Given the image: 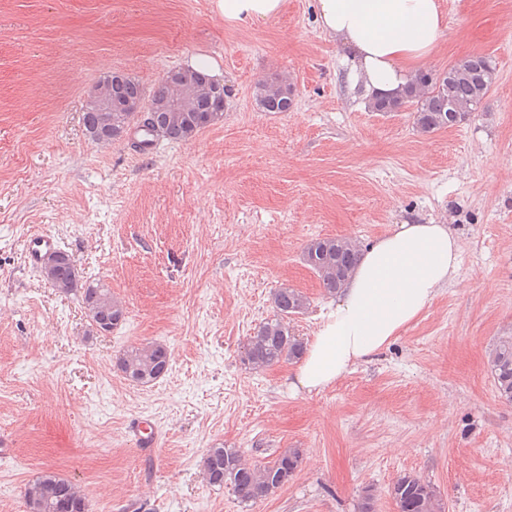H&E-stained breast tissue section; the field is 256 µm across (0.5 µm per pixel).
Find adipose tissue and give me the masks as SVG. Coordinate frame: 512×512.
I'll return each mask as SVG.
<instances>
[{
  "label": "adipose tissue",
  "instance_id": "obj_1",
  "mask_svg": "<svg viewBox=\"0 0 512 512\" xmlns=\"http://www.w3.org/2000/svg\"><path fill=\"white\" fill-rule=\"evenodd\" d=\"M285 0H217L225 21L265 22ZM320 27L336 39L346 80L365 102L396 98L436 51L447 23L440 0H314ZM460 242L446 224H398L360 258L290 382L321 390L379 353L453 279Z\"/></svg>",
  "mask_w": 512,
  "mask_h": 512
}]
</instances>
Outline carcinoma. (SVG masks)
Listing matches in <instances>:
<instances>
[{
  "label": "carcinoma",
  "instance_id": "1",
  "mask_svg": "<svg viewBox=\"0 0 512 512\" xmlns=\"http://www.w3.org/2000/svg\"><path fill=\"white\" fill-rule=\"evenodd\" d=\"M455 75L444 88H438L439 78L421 73L397 99H379L368 104L372 112L400 109L415 105L414 123L418 132L430 134L454 126V114L475 111L488 96L495 80V67L489 57L470 55L455 62ZM295 87L286 74H275L256 86L255 101L264 112H286L292 104ZM145 97L157 104L182 101V112L158 113L159 129L145 131V152L159 138L171 142L187 141L195 132L219 121L215 98H182L181 85L161 76L150 90L129 76L112 83V100L122 101ZM359 249L346 238L316 239L306 245L303 258L315 270L328 295L338 293L358 261ZM54 264L41 268L44 280L60 293L80 294L87 317L96 330L112 331L126 317L123 302L111 289L80 275L73 258L64 250L54 254ZM310 305L300 290L281 287L274 293L276 314L261 323L247 338L245 368L260 371L282 361L299 359L305 352L304 342L293 335L288 319L304 313ZM488 364L495 389L502 399L512 401V336H501L488 355ZM116 368L135 385L152 384L170 369V353L166 345L149 342L131 346L116 358ZM301 461L297 448L281 451L274 460L264 464L251 463L238 448H209L201 461L204 482L211 487H229L243 503H257L268 498L288 483ZM398 512H446V504L434 487L418 474L399 476L388 486ZM26 512H88L89 505L80 486L54 472H44L24 488Z\"/></svg>",
  "mask_w": 512,
  "mask_h": 512
}]
</instances>
